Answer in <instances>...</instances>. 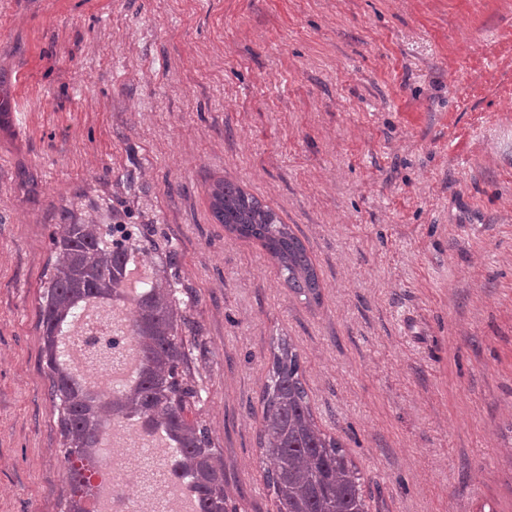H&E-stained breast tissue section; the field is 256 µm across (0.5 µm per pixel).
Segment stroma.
<instances>
[{"label":"stroma","instance_id":"1","mask_svg":"<svg viewBox=\"0 0 512 512\" xmlns=\"http://www.w3.org/2000/svg\"><path fill=\"white\" fill-rule=\"evenodd\" d=\"M0 512L70 486L38 305L62 224L168 241L199 417L238 512H276L280 339L369 512H512V0H0ZM220 178L302 240L320 298L212 216Z\"/></svg>","mask_w":512,"mask_h":512}]
</instances>
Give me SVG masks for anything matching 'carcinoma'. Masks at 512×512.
Masks as SVG:
<instances>
[{
	"label": "carcinoma",
	"instance_id": "1",
	"mask_svg": "<svg viewBox=\"0 0 512 512\" xmlns=\"http://www.w3.org/2000/svg\"><path fill=\"white\" fill-rule=\"evenodd\" d=\"M210 196L219 223L240 238L259 241L295 294L319 299V277L304 244L273 208L226 179L212 185ZM117 228L59 225L51 238L53 260L39 297L41 358L73 492L65 512H87L80 494L84 476L77 464L110 460L97 447V434L115 420L166 435L180 473L197 494L198 512H237L228 510L220 450L194 414L201 390L188 373L191 321L179 298L182 284L170 265L152 269V280L131 306L129 332L121 330L94 343L91 366L109 371L127 356L126 337H132L141 360L134 381L98 396L65 368L60 327L78 318L91 297L104 304L105 315L125 304L128 259L145 256L135 232L122 235ZM260 404L261 463L277 512H369L363 476L336 438L318 428L302 382L299 354L285 339L273 353Z\"/></svg>",
	"mask_w": 512,
	"mask_h": 512
}]
</instances>
